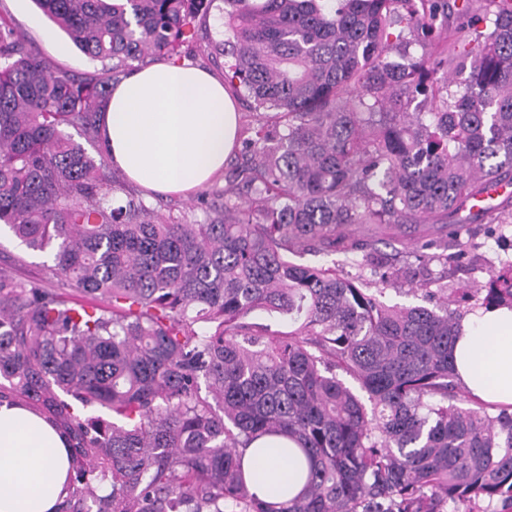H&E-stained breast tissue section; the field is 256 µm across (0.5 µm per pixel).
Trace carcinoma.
Here are the masks:
<instances>
[{"mask_svg":"<svg viewBox=\"0 0 512 512\" xmlns=\"http://www.w3.org/2000/svg\"><path fill=\"white\" fill-rule=\"evenodd\" d=\"M35 2L101 65H51L0 13V226L53 251L0 269V401L68 434L58 512H512V405L461 406L460 313L327 261L429 220L462 258V225L512 223L473 208L512 186V0H224L212 50L267 120L201 221L157 218L69 129L100 142L109 87L197 48L215 0ZM485 291L512 309V263ZM263 437L305 460L288 501L245 471Z\"/></svg>","mask_w":512,"mask_h":512,"instance_id":"obj_1","label":"carcinoma"}]
</instances>
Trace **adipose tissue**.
<instances>
[{
	"label": "adipose tissue",
	"instance_id": "ef3b65f1",
	"mask_svg": "<svg viewBox=\"0 0 512 512\" xmlns=\"http://www.w3.org/2000/svg\"><path fill=\"white\" fill-rule=\"evenodd\" d=\"M239 114L222 81L209 72L159 62L114 85L102 117L104 147L126 177L163 194H188L224 168ZM461 384L488 403L512 404V310L479 309L462 323L452 351ZM284 439L256 440L245 462L266 449L269 472L304 484L305 462L285 456ZM72 460L67 437L29 407L0 404V512H57Z\"/></svg>",
	"mask_w": 512,
	"mask_h": 512
}]
</instances>
